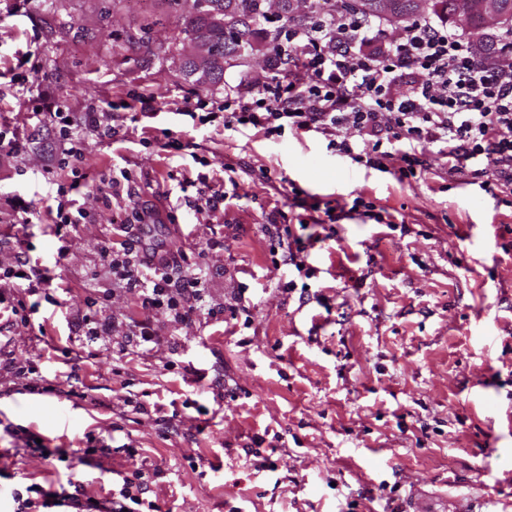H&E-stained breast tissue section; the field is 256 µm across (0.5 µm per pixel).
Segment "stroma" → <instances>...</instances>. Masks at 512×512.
Instances as JSON below:
<instances>
[{
  "label": "stroma",
  "instance_id": "35a3bbf8",
  "mask_svg": "<svg viewBox=\"0 0 512 512\" xmlns=\"http://www.w3.org/2000/svg\"><path fill=\"white\" fill-rule=\"evenodd\" d=\"M180 29L166 0H0V128L23 144L0 150V266L48 278L33 291L0 281V350L37 369L0 370V512L34 483L76 481L101 501L134 470L157 512H408L421 494L438 510L512 512V194L449 175L430 151L401 182L321 140L194 126L187 100L260 88L279 43L267 24L247 64L206 90L164 56ZM58 112L95 179L76 197L85 223L60 231L47 213L67 178L53 168ZM168 132L208 166L141 144ZM124 168L131 182L113 184ZM216 190V207L190 208ZM298 190L336 206L337 222L307 223ZM358 197L375 219L352 210ZM18 198L38 222L19 225ZM136 208L149 213L142 247L176 258L179 278L202 273L211 312H147L103 264ZM272 224L310 240L313 278L285 264ZM91 296L113 324L95 343L81 326ZM146 320L159 344L113 355ZM8 425L69 461L19 448Z\"/></svg>",
  "mask_w": 512,
  "mask_h": 512
}]
</instances>
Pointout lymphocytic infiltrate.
Here are the masks:
<instances>
[{"label": "lymphocytic infiltrate", "instance_id": "lymphocytic-infiltrate-1", "mask_svg": "<svg viewBox=\"0 0 512 512\" xmlns=\"http://www.w3.org/2000/svg\"><path fill=\"white\" fill-rule=\"evenodd\" d=\"M373 28L372 19L343 10L304 28L286 27L281 73L252 92L235 86L223 97L196 99L185 114L227 129L253 127L268 140L306 134L325 141L336 158L373 170L392 166L401 181L417 176L421 148L432 147L447 159L449 173L467 169L477 179L491 171L511 187L512 39L501 40L497 61L489 63L442 23L414 21L387 50H362ZM403 76L408 91L392 95ZM55 119L61 149L54 166L72 173L57 188L55 222L73 226L87 214L71 211L64 199L88 188L91 177L79 169L68 115ZM100 258L145 310L186 321L210 307L200 277L174 281L177 259L142 252L132 242L117 251L104 246Z\"/></svg>", "mask_w": 512, "mask_h": 512}]
</instances>
